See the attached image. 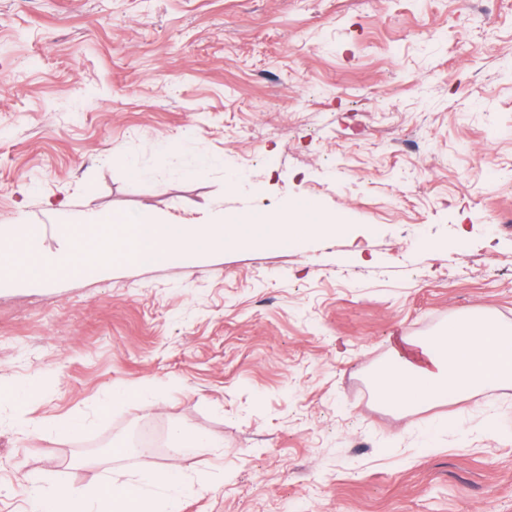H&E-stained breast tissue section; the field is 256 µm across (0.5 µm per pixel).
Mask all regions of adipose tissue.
<instances>
[{"mask_svg": "<svg viewBox=\"0 0 512 512\" xmlns=\"http://www.w3.org/2000/svg\"><path fill=\"white\" fill-rule=\"evenodd\" d=\"M381 401L404 410L512 386V331L472 318L449 321L436 337H397L392 357L377 373ZM179 471L158 469L80 494L32 487L34 512H180L193 492Z\"/></svg>", "mask_w": 512, "mask_h": 512, "instance_id": "obj_1", "label": "adipose tissue"}]
</instances>
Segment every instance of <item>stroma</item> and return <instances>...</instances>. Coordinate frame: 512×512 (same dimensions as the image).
<instances>
[{
    "mask_svg": "<svg viewBox=\"0 0 512 512\" xmlns=\"http://www.w3.org/2000/svg\"><path fill=\"white\" fill-rule=\"evenodd\" d=\"M298 206L342 231L0 288V512L162 468L181 512H512V387L375 386L512 328V0H0V223ZM376 382L381 401L399 410L512 386V331L458 318L440 336H397Z\"/></svg>",
    "mask_w": 512,
    "mask_h": 512,
    "instance_id": "obj_1",
    "label": "stroma"
}]
</instances>
